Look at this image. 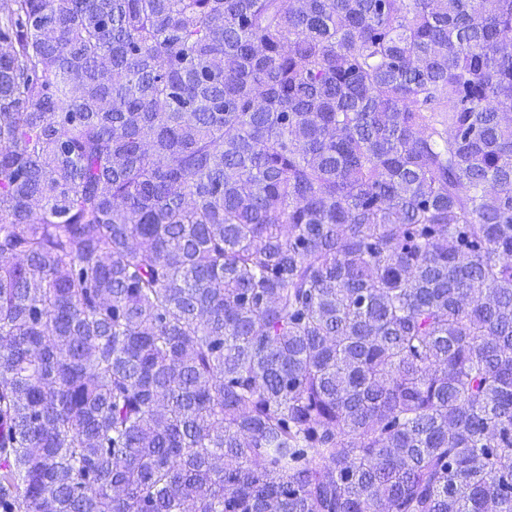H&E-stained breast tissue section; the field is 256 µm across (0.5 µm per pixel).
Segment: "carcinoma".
Instances as JSON below:
<instances>
[{"label": "carcinoma", "instance_id": "obj_1", "mask_svg": "<svg viewBox=\"0 0 512 512\" xmlns=\"http://www.w3.org/2000/svg\"><path fill=\"white\" fill-rule=\"evenodd\" d=\"M0 512H512V0H0Z\"/></svg>", "mask_w": 512, "mask_h": 512}]
</instances>
